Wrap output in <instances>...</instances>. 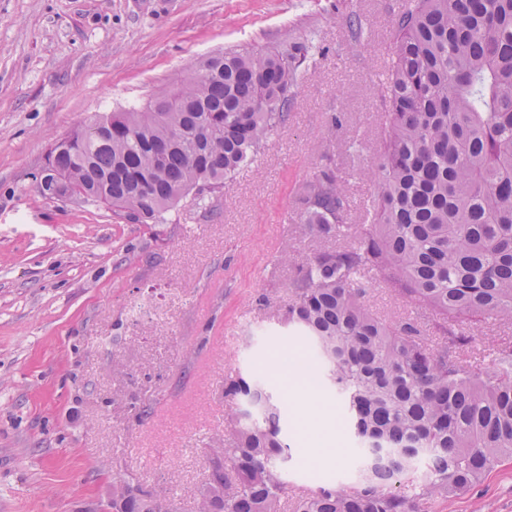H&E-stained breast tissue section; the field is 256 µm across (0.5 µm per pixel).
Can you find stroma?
Segmentation results:
<instances>
[{
	"label": "stroma",
	"instance_id": "35a3bbf8",
	"mask_svg": "<svg viewBox=\"0 0 512 512\" xmlns=\"http://www.w3.org/2000/svg\"><path fill=\"white\" fill-rule=\"evenodd\" d=\"M400 2L0 0V512H112L113 485L129 475L198 512L235 369L260 373L286 409L289 495L344 477L345 425L338 462L306 454L320 435L304 428L281 365L307 345L270 306L324 247L285 219L301 184L334 161L355 224L373 195L362 159L381 143ZM303 35L315 50L287 121L204 207L128 224L41 195L50 147L89 117L144 106L203 55ZM284 249L293 264L278 263ZM366 304L437 343L431 310L376 284ZM134 403L149 415L135 420ZM431 512H512V459Z\"/></svg>",
	"mask_w": 512,
	"mask_h": 512
}]
</instances>
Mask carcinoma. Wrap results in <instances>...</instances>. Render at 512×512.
I'll use <instances>...</instances> for the list:
<instances>
[{
	"label": "carcinoma",
	"instance_id": "obj_1",
	"mask_svg": "<svg viewBox=\"0 0 512 512\" xmlns=\"http://www.w3.org/2000/svg\"><path fill=\"white\" fill-rule=\"evenodd\" d=\"M394 35L387 137L367 164L377 188L369 220L349 223L331 164L303 184L292 216L335 246L297 268L274 313L310 342L320 382L341 398L355 461L350 482L297 495L293 512H428L512 457V346L471 361L460 329L512 322V0H410ZM311 50L298 41L206 56L143 108L95 115L55 142L48 167L83 201L159 224L181 201L224 188L286 122ZM370 281L439 315L441 342L371 313ZM224 402L199 512H288L281 401L238 372ZM112 510L180 507L131 477L116 482Z\"/></svg>",
	"mask_w": 512,
	"mask_h": 512
}]
</instances>
